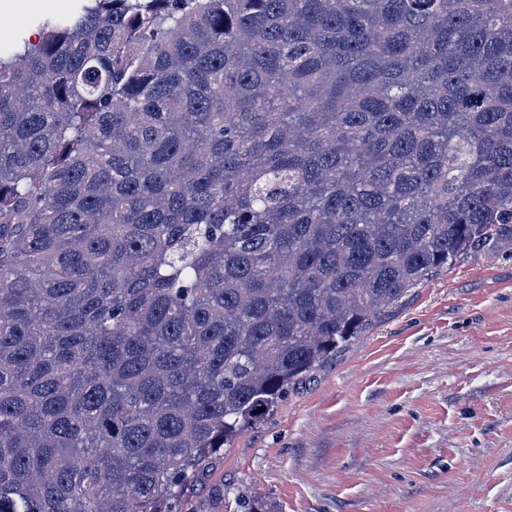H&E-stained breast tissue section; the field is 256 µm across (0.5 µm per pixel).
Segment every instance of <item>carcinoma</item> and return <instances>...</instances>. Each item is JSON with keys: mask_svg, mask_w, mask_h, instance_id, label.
Here are the masks:
<instances>
[{"mask_svg": "<svg viewBox=\"0 0 512 512\" xmlns=\"http://www.w3.org/2000/svg\"><path fill=\"white\" fill-rule=\"evenodd\" d=\"M39 28L0 55V512H183L246 423L512 241V0Z\"/></svg>", "mask_w": 512, "mask_h": 512, "instance_id": "obj_1", "label": "carcinoma"}]
</instances>
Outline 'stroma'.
I'll list each match as a JSON object with an SVG mask.
<instances>
[{
	"label": "stroma",
	"instance_id": "stroma-1",
	"mask_svg": "<svg viewBox=\"0 0 512 512\" xmlns=\"http://www.w3.org/2000/svg\"><path fill=\"white\" fill-rule=\"evenodd\" d=\"M0 47L77 0H15ZM512 512V242L465 257L212 456L187 512Z\"/></svg>",
	"mask_w": 512,
	"mask_h": 512
}]
</instances>
